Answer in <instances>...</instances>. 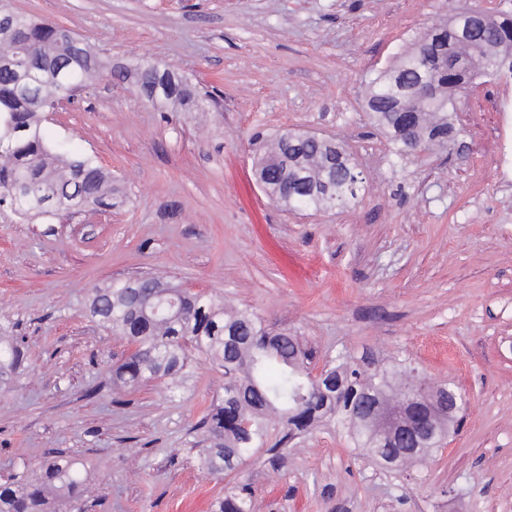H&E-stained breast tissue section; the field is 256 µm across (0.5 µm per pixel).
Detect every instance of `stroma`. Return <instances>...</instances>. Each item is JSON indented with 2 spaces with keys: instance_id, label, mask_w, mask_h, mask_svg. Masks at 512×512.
<instances>
[{
  "instance_id": "35a3bbf8",
  "label": "stroma",
  "mask_w": 512,
  "mask_h": 512,
  "mask_svg": "<svg viewBox=\"0 0 512 512\" xmlns=\"http://www.w3.org/2000/svg\"><path fill=\"white\" fill-rule=\"evenodd\" d=\"M501 0H13L131 63L152 57L213 92L219 111L160 112L102 77L45 113L53 140L117 177L123 204L24 224L0 206V328L27 366L0 393V473L52 449L83 459L85 512H211L226 481L256 512H512V121L483 78L457 114L465 151L392 165L362 106L366 78L453 6ZM299 126L348 141L366 190L326 212L282 211L252 172L251 134ZM151 272L249 305L325 355L409 359L466 394L436 456L394 477L345 433L314 432L284 466L266 454L207 474L192 427L224 391L198 362L177 395L112 386L131 348L86 313L94 288ZM97 398L86 396L89 387Z\"/></svg>"
}]
</instances>
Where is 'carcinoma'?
<instances>
[{
    "label": "carcinoma",
    "instance_id": "cac0c4a2",
    "mask_svg": "<svg viewBox=\"0 0 512 512\" xmlns=\"http://www.w3.org/2000/svg\"><path fill=\"white\" fill-rule=\"evenodd\" d=\"M78 36L16 11L0 0V203L24 218H52L80 205L110 210L121 190L90 157L51 146L41 120L55 104L88 87L112 60ZM512 76V9L485 14L482 24L455 11L428 25L389 66L366 79L364 103L385 135L391 162L420 151L446 149L460 133L453 122L462 91L478 78ZM117 78L151 106L165 112L202 109L204 98L189 78L146 58L118 69ZM428 82L432 96L416 94ZM259 142L254 176L275 204L289 211L325 212L356 201L364 190L360 164L344 140L294 128L275 130ZM91 318L127 340L133 352L112 367L118 388L163 382L175 393L203 359L224 376V395L198 422L196 455L212 475H229L263 451L282 464L288 448L329 422L347 430L359 454L402 475L442 449L463 418L464 396L452 383L439 399L412 382L423 381L411 363L381 365L365 353L326 357L312 374L311 354L288 330L266 324L244 305L204 291L192 292L168 276L117 279L96 288L87 304ZM26 362L13 336H0V389L11 387ZM456 403L448 412V403ZM387 417L368 418L372 406ZM431 414L428 430L405 442L392 439L394 415L407 422ZM82 461L49 453L39 470H13L0 483V512H73L90 492ZM212 512H255L248 483L224 486Z\"/></svg>",
    "mask_w": 512,
    "mask_h": 512
}]
</instances>
